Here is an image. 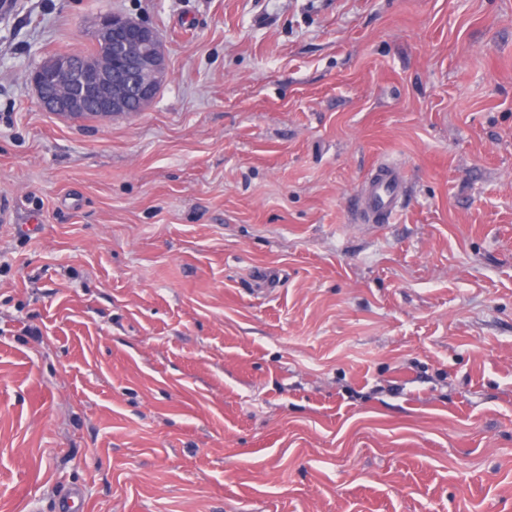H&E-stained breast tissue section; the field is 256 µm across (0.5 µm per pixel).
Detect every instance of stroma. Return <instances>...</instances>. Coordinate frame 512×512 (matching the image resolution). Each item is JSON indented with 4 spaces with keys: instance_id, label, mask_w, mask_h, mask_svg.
I'll return each mask as SVG.
<instances>
[{
    "instance_id": "obj_1",
    "label": "stroma",
    "mask_w": 512,
    "mask_h": 512,
    "mask_svg": "<svg viewBox=\"0 0 512 512\" xmlns=\"http://www.w3.org/2000/svg\"><path fill=\"white\" fill-rule=\"evenodd\" d=\"M104 11L168 81L44 112ZM2 206L0 512H512V0H12ZM407 190L406 167L391 159L381 162L359 191L364 221L378 224L393 223L404 209Z\"/></svg>"
}]
</instances>
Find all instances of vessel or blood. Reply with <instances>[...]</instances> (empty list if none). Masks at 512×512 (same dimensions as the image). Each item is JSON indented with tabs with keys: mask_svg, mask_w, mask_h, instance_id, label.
Wrapping results in <instances>:
<instances>
[{
	"mask_svg": "<svg viewBox=\"0 0 512 512\" xmlns=\"http://www.w3.org/2000/svg\"><path fill=\"white\" fill-rule=\"evenodd\" d=\"M407 190L406 167L391 159L381 162L359 192L364 221L393 223L404 209Z\"/></svg>",
	"mask_w": 512,
	"mask_h": 512,
	"instance_id": "b4317fda",
	"label": "vessel or blood"
}]
</instances>
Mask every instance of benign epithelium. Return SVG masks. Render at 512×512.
<instances>
[{"instance_id": "1", "label": "benign epithelium", "mask_w": 512, "mask_h": 512, "mask_svg": "<svg viewBox=\"0 0 512 512\" xmlns=\"http://www.w3.org/2000/svg\"><path fill=\"white\" fill-rule=\"evenodd\" d=\"M89 35L97 53H58L30 72L42 109L73 120L89 110L103 120L127 115L132 101L145 111L169 77L158 31L131 16L106 12L97 16Z\"/></svg>"}]
</instances>
